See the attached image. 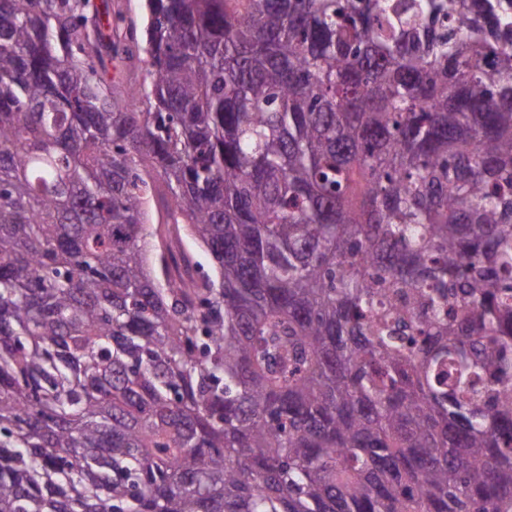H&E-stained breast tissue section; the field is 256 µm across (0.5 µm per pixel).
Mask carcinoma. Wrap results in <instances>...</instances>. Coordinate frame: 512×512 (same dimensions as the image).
I'll use <instances>...</instances> for the list:
<instances>
[{
  "label": "carcinoma",
  "mask_w": 512,
  "mask_h": 512,
  "mask_svg": "<svg viewBox=\"0 0 512 512\" xmlns=\"http://www.w3.org/2000/svg\"><path fill=\"white\" fill-rule=\"evenodd\" d=\"M146 8L0 0V512H512V0ZM110 5V15L101 18L100 30L104 35L113 34L114 25L117 32L124 35L131 24H136L138 33L145 23L146 10L142 0H103ZM114 19V22H113ZM112 22V28L109 23Z\"/></svg>",
  "instance_id": "1"
}]
</instances>
